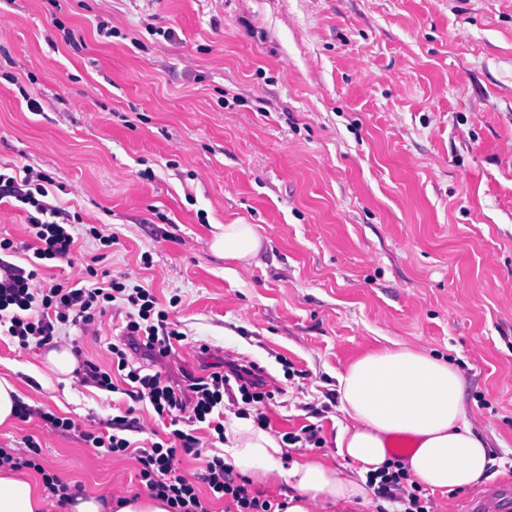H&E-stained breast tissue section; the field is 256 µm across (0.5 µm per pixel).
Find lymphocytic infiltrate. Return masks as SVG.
Wrapping results in <instances>:
<instances>
[{
	"label": "lymphocytic infiltrate",
	"mask_w": 512,
	"mask_h": 512,
	"mask_svg": "<svg viewBox=\"0 0 512 512\" xmlns=\"http://www.w3.org/2000/svg\"><path fill=\"white\" fill-rule=\"evenodd\" d=\"M51 183L49 175L28 166L18 173L0 172V200L14 201L26 211L34 241V260L26 269L11 261L18 251L13 240L0 238V332L17 338L21 346L42 347L53 341L60 326L88 330L115 302H125L126 326L122 338L110 346L112 363L123 381L130 383L128 395L132 400L149 404L158 417L170 419L174 440L132 445L126 433L136 429L139 420L126 414L113 418V434L100 436L88 431L84 434L86 442L103 456H133L140 465V482L151 495L166 499L172 512H209L199 495L202 483L207 485L211 499H232L237 512H275L270 501L252 496L245 485L237 483L232 468L224 464L223 453L202 455L199 438L181 428L185 421L205 423L216 435H223L224 389L230 381H238L244 401L263 398L261 383L252 378L250 370L234 366L226 373L214 371L192 379L187 391L175 390L160 374L149 373L145 365L135 361L139 355L168 357L173 342L184 337L183 332L170 327L166 312L158 309L148 288L130 287L116 280L38 286L42 261L72 263L75 228L81 220L80 215L51 203ZM181 452L202 456L203 470L196 479L183 475L177 459ZM408 479L401 460H392L390 470L380 472L375 491L400 503L401 512H430L431 499L423 497L420 486H408Z\"/></svg>",
	"instance_id": "obj_1"
}]
</instances>
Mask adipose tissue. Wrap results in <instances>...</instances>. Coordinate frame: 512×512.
<instances>
[{
	"instance_id": "adipose-tissue-1",
	"label": "adipose tissue",
	"mask_w": 512,
	"mask_h": 512,
	"mask_svg": "<svg viewBox=\"0 0 512 512\" xmlns=\"http://www.w3.org/2000/svg\"><path fill=\"white\" fill-rule=\"evenodd\" d=\"M210 247L225 259L251 264L262 242L250 224H218ZM457 369L443 358L401 346L374 350L354 359L337 376L340 409L349 422L335 446L355 467L347 472L325 457L287 460L282 441L250 421L232 430L224 452L244 476L267 485L285 483L293 492L285 512H337L367 502L369 475L390 460L389 444L398 436L414 448L404 466L418 485L448 493L477 484L491 457L460 401ZM71 512H171L166 500L126 495L114 501L104 489L68 498ZM0 512H48V494L37 478L0 468Z\"/></svg>"
}]
</instances>
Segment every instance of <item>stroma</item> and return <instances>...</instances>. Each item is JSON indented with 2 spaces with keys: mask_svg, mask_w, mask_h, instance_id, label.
Masks as SVG:
<instances>
[{
  "mask_svg": "<svg viewBox=\"0 0 512 512\" xmlns=\"http://www.w3.org/2000/svg\"><path fill=\"white\" fill-rule=\"evenodd\" d=\"M0 14V166L47 173L58 205L116 238L101 254L79 237L44 280L92 262L150 287L185 335L152 370L182 384L255 364L267 432L314 426L291 454L339 466L337 373L381 347L444 356L490 481L512 480V0H0ZM216 224L253 225L256 261L215 255ZM122 324L110 311L57 342L108 371ZM43 355L0 335V377L33 411L0 427V448L31 436L63 482L144 494L133 457L82 436L110 432L129 398L59 380Z\"/></svg>",
  "mask_w": 512,
  "mask_h": 512,
  "instance_id": "35a3bbf8",
  "label": "stroma"
}]
</instances>
